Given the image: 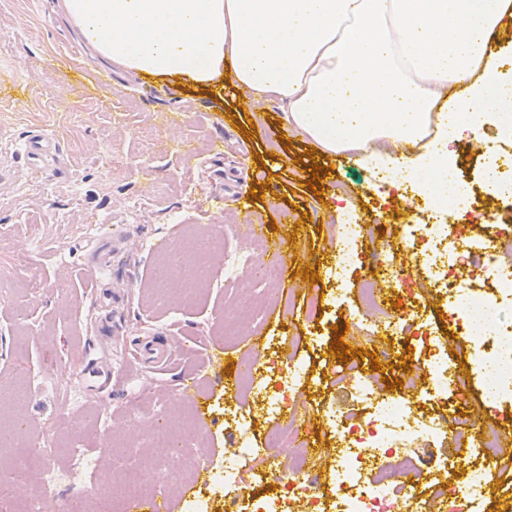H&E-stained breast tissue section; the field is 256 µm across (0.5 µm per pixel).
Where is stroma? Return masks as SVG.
<instances>
[{
  "instance_id": "1",
  "label": "stroma",
  "mask_w": 512,
  "mask_h": 512,
  "mask_svg": "<svg viewBox=\"0 0 512 512\" xmlns=\"http://www.w3.org/2000/svg\"><path fill=\"white\" fill-rule=\"evenodd\" d=\"M0 78L16 84L0 98V255L16 259L0 266V468L49 453L69 482L44 500L45 512H66L72 493L89 495L68 446L92 431L89 454L108 450L102 465L119 459L133 473L139 461L156 460L183 472L166 494L174 512H187L199 491L188 476L195 462L223 465L225 451L247 439L263 443L267 435L265 423L246 436L229 435L224 424L226 373L242 354L262 362L270 356L254 349L255 337L280 341L282 356L308 368L298 415L310 419L318 440L327 407L352 401L333 383L340 363L334 326L351 325L352 347L366 350L352 361L358 370L378 384L403 379L405 347L393 342L385 354L373 341L377 318L361 305L357 282L375 252L404 243L409 225L420 223L424 196L404 201L378 190L349 153L324 159L312 174L304 140L261 134L262 126L278 123V103L249 108L230 87L217 94L113 70L58 15L56 0H0ZM37 130L59 139L61 176L36 177L16 153V143ZM228 189L257 191L254 213L225 209ZM274 204L287 206L293 222L284 271L290 288L264 307L254 332L225 337L223 350L211 349L208 337L259 291L247 278L225 283L219 253L206 259V287L187 289L195 277L189 264L159 282L154 273L166 256L157 245L204 230L229 249L251 253L238 227L253 215L269 216ZM344 224L361 225L363 238L355 274L338 290L331 270ZM99 241L113 243L114 251L111 266L93 281L85 271L97 267ZM308 269L317 282L304 281ZM143 336L182 348L184 361L161 373L136 368L130 385L81 392L75 404L36 385L45 376L79 386L93 361L118 359ZM448 350L465 384L466 396L454 406L469 425L455 445L467 458L489 421L472 343L457 334ZM190 378L210 397L207 417L181 389ZM158 419L185 436V456L150 446L145 430Z\"/></svg>"
}]
</instances>
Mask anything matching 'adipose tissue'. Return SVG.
<instances>
[{
	"label": "adipose tissue",
	"instance_id": "obj_1",
	"mask_svg": "<svg viewBox=\"0 0 512 512\" xmlns=\"http://www.w3.org/2000/svg\"><path fill=\"white\" fill-rule=\"evenodd\" d=\"M124 69L281 105L321 156L356 153L448 210L467 196L449 143L512 108L491 35L512 0H58ZM404 152L386 159L374 145Z\"/></svg>",
	"mask_w": 512,
	"mask_h": 512
}]
</instances>
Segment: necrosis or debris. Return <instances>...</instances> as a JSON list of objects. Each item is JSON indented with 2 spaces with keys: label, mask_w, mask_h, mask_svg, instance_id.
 I'll list each match as a JSON object with an SVG mask.
<instances>
[{
  "label": "necrosis or debris",
  "mask_w": 512,
  "mask_h": 512,
  "mask_svg": "<svg viewBox=\"0 0 512 512\" xmlns=\"http://www.w3.org/2000/svg\"><path fill=\"white\" fill-rule=\"evenodd\" d=\"M450 233L446 224L416 225L405 246L394 247L377 260L379 275L361 283L359 297L367 310H380L379 288L391 283L399 288L402 306H419V293L408 286L412 273L406 258L421 257L430 277L444 289L456 333L480 338L475 361L483 402L493 408L500 427L482 442L478 453L486 463L495 464L503 440L512 435V350L499 342L512 329L504 327L495 309L497 295L512 294V215L500 217L492 240L484 246L463 239L439 250L438 242ZM461 273L467 274L469 289L458 288L456 278ZM394 333L411 346L421 376L404 382L399 400L384 398L374 382L363 378L354 385L359 408L330 405L325 416L338 446L325 470L302 448L296 437L297 420L287 415L292 396L303 386L301 367L272 364L264 370L256 358L241 359L236 391L255 396L256 402L235 405L237 431L248 432L259 412L276 428L264 447L246 445L225 457L218 472L224 512H475L485 470L473 471L467 482L460 483L455 479L457 455L442 453L426 459L411 449L421 439L447 438L445 375L453 360L435 331L424 329L414 318H400ZM422 388L435 401L429 415L415 404ZM72 454L74 461L91 469L94 492L107 503L117 494L132 503H146L161 496L160 477L179 479L178 474H164L154 461L145 465L144 477L119 484L114 471L86 459L81 442H74ZM249 469L254 470L256 482L272 486L271 494L259 496L249 490L243 481ZM411 473L416 476L412 482L407 479Z\"/></svg>",
  "instance_id": "4bbe7bcc"
}]
</instances>
